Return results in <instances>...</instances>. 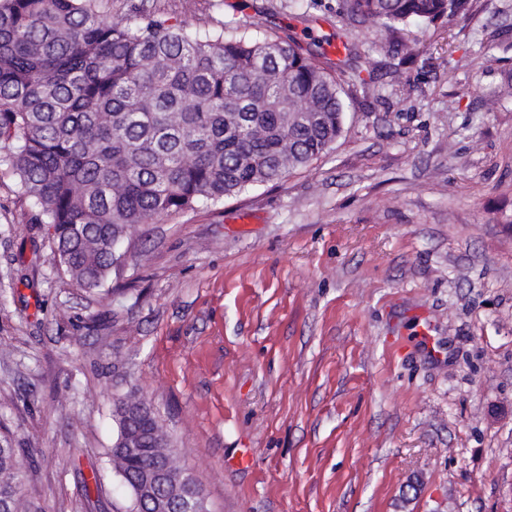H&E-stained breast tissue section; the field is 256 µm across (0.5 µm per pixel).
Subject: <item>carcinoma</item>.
<instances>
[{
  "label": "carcinoma",
  "mask_w": 512,
  "mask_h": 512,
  "mask_svg": "<svg viewBox=\"0 0 512 512\" xmlns=\"http://www.w3.org/2000/svg\"><path fill=\"white\" fill-rule=\"evenodd\" d=\"M469 0H350L351 15L397 33L451 21ZM337 77L295 38L228 37L183 22L135 24L100 0H0V166L53 228L80 288L112 272L136 226L285 179L336 143L346 111ZM115 468L133 489L170 453L151 405L116 408ZM135 434L147 449L125 454ZM23 491L19 449L0 443V512ZM186 512H206L186 475Z\"/></svg>",
  "instance_id": "cac0c4a2"
}]
</instances>
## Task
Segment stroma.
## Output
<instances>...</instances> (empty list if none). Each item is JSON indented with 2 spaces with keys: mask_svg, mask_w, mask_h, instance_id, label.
<instances>
[{
  "mask_svg": "<svg viewBox=\"0 0 512 512\" xmlns=\"http://www.w3.org/2000/svg\"><path fill=\"white\" fill-rule=\"evenodd\" d=\"M134 4L203 32L347 43L318 62L369 90L326 155L137 226L93 290L0 169L18 512H131L111 460L130 394L207 512H512V0L412 21L408 57L348 0H102L116 18Z\"/></svg>",
  "mask_w": 512,
  "mask_h": 512,
  "instance_id": "1",
  "label": "stroma"
}]
</instances>
